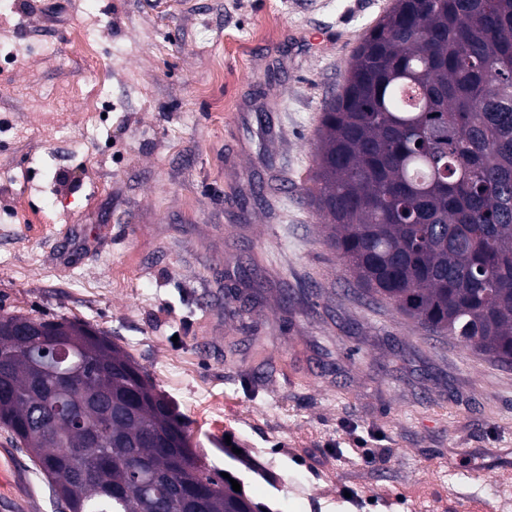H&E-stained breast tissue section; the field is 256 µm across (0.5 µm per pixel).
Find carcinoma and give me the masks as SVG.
Listing matches in <instances>:
<instances>
[{
	"label": "carcinoma",
	"instance_id": "1",
	"mask_svg": "<svg viewBox=\"0 0 512 512\" xmlns=\"http://www.w3.org/2000/svg\"><path fill=\"white\" fill-rule=\"evenodd\" d=\"M312 181L327 244L373 301L512 366V0H394L325 107ZM29 321L41 332L16 335ZM62 326L78 330V419L32 374ZM0 426L57 512H188L198 487L207 512H262L192 463L149 375L81 321L0 315ZM88 428L104 448L85 447Z\"/></svg>",
	"mask_w": 512,
	"mask_h": 512
}]
</instances>
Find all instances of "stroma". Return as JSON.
<instances>
[{
	"label": "stroma",
	"mask_w": 512,
	"mask_h": 512,
	"mask_svg": "<svg viewBox=\"0 0 512 512\" xmlns=\"http://www.w3.org/2000/svg\"><path fill=\"white\" fill-rule=\"evenodd\" d=\"M20 3L0 0V314L109 333L267 512H503L512 367L371 303L304 198L393 0ZM0 512H55L1 430Z\"/></svg>",
	"instance_id": "35a3bbf8"
}]
</instances>
